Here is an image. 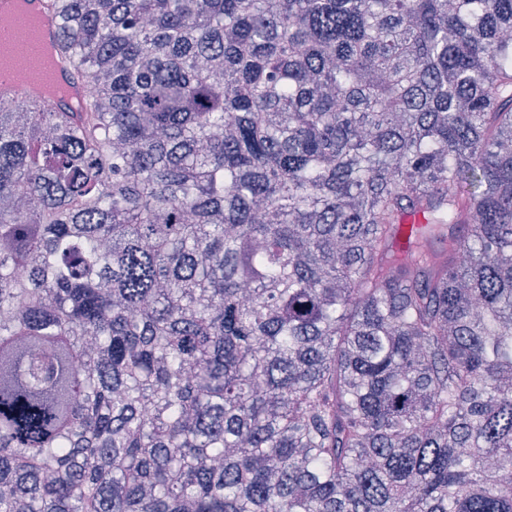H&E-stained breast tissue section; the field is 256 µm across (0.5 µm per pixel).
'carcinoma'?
I'll return each instance as SVG.
<instances>
[{"label": "carcinoma", "mask_w": 512, "mask_h": 512, "mask_svg": "<svg viewBox=\"0 0 512 512\" xmlns=\"http://www.w3.org/2000/svg\"><path fill=\"white\" fill-rule=\"evenodd\" d=\"M52 4L95 92L0 103V512H512V0Z\"/></svg>", "instance_id": "obj_1"}]
</instances>
